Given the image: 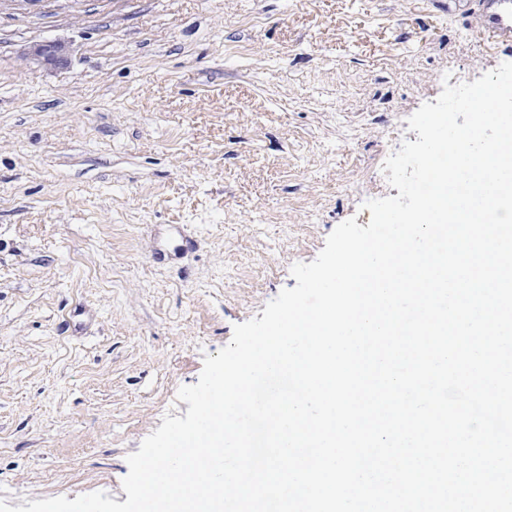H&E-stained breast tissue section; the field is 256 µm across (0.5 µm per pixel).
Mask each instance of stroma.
<instances>
[{
	"label": "stroma",
	"mask_w": 512,
	"mask_h": 512,
	"mask_svg": "<svg viewBox=\"0 0 512 512\" xmlns=\"http://www.w3.org/2000/svg\"><path fill=\"white\" fill-rule=\"evenodd\" d=\"M437 0H0V498L102 491L512 50ZM62 42L67 64L30 60ZM172 224L196 249L177 252Z\"/></svg>",
	"instance_id": "obj_1"
}]
</instances>
